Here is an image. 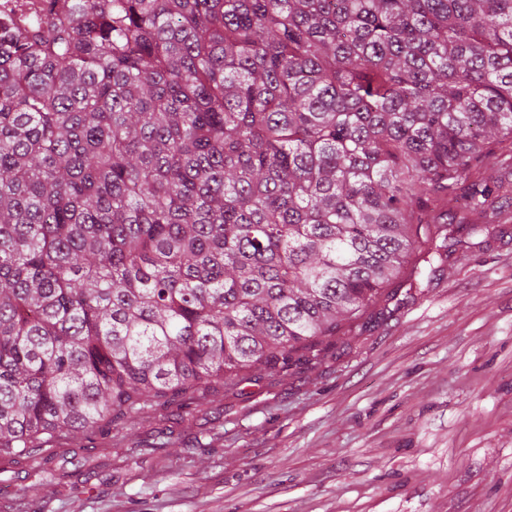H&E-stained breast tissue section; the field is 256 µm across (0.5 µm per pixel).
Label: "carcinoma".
<instances>
[{
    "instance_id": "obj_1",
    "label": "carcinoma",
    "mask_w": 512,
    "mask_h": 512,
    "mask_svg": "<svg viewBox=\"0 0 512 512\" xmlns=\"http://www.w3.org/2000/svg\"><path fill=\"white\" fill-rule=\"evenodd\" d=\"M505 142L512 0H50L0 37V457L311 362Z\"/></svg>"
}]
</instances>
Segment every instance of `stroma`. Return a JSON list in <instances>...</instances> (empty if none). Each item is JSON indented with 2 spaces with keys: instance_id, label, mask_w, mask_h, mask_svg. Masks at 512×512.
Here are the masks:
<instances>
[{
  "instance_id": "obj_1",
  "label": "stroma",
  "mask_w": 512,
  "mask_h": 512,
  "mask_svg": "<svg viewBox=\"0 0 512 512\" xmlns=\"http://www.w3.org/2000/svg\"><path fill=\"white\" fill-rule=\"evenodd\" d=\"M424 290L316 363L114 427L55 481L0 459V512H512V203Z\"/></svg>"
}]
</instances>
